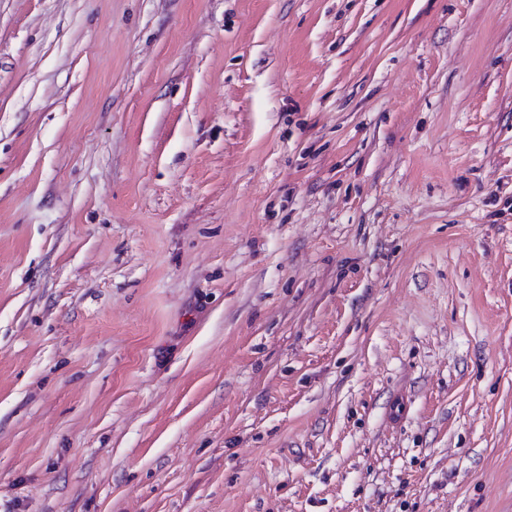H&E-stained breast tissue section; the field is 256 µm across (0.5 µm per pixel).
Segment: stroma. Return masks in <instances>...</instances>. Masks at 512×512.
I'll list each match as a JSON object with an SVG mask.
<instances>
[{"mask_svg": "<svg viewBox=\"0 0 512 512\" xmlns=\"http://www.w3.org/2000/svg\"><path fill=\"white\" fill-rule=\"evenodd\" d=\"M0 512H512V0H0Z\"/></svg>", "mask_w": 512, "mask_h": 512, "instance_id": "stroma-1", "label": "stroma"}]
</instances>
